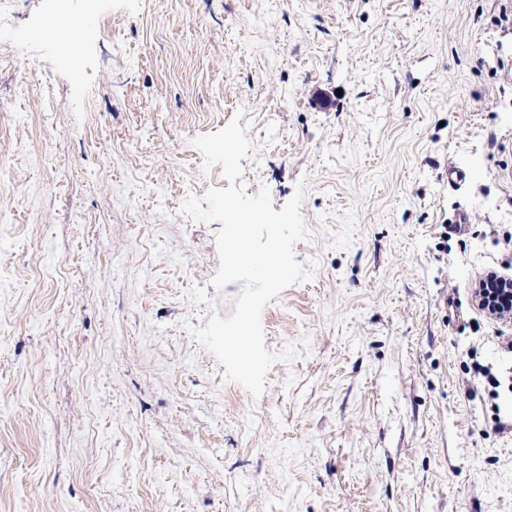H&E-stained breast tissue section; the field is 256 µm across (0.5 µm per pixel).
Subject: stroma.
<instances>
[{
    "label": "stroma",
    "instance_id": "35a3bbf8",
    "mask_svg": "<svg viewBox=\"0 0 512 512\" xmlns=\"http://www.w3.org/2000/svg\"><path fill=\"white\" fill-rule=\"evenodd\" d=\"M501 6L69 0L47 40L53 0H0V512H512L476 372L512 377V318L473 297L512 276ZM238 114L316 266L262 311L258 397L192 332L241 286L182 210Z\"/></svg>",
    "mask_w": 512,
    "mask_h": 512
}]
</instances>
